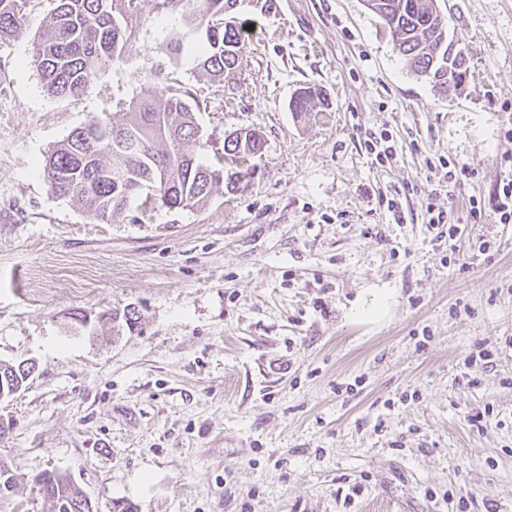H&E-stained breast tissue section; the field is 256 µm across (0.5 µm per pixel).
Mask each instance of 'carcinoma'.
<instances>
[{
    "mask_svg": "<svg viewBox=\"0 0 512 512\" xmlns=\"http://www.w3.org/2000/svg\"><path fill=\"white\" fill-rule=\"evenodd\" d=\"M50 23L35 42L33 62L42 86L52 97H75L90 75L120 61L133 48L132 16L152 12L178 13L188 31L198 35L193 45L174 34L161 47L171 59L188 51L197 67L219 82L236 72L245 47L243 29L236 21L241 4L269 12L275 0H54ZM369 8L389 31L395 50L413 73L435 84L458 87L467 74V60L448 52V22L436 0H367ZM27 0H0V41L14 36L21 26ZM325 96L318 88H301L291 99V110L306 114ZM192 94L179 88L151 85L131 101L120 123L99 119L74 129L49 150L43 174L50 191L82 204L96 220L107 222L136 196L143 204L155 197L169 208L205 204L223 179L199 161L197 124ZM262 139L242 130L224 141V154L255 151ZM122 170L125 181L112 173ZM32 367L0 365V395L10 397L26 386ZM32 490L51 501L54 512H94L93 505L71 478L44 472ZM23 492L10 467L0 460V498Z\"/></svg>",
    "mask_w": 512,
    "mask_h": 512,
    "instance_id": "carcinoma-1",
    "label": "carcinoma"
}]
</instances>
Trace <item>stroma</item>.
Listing matches in <instances>:
<instances>
[{
  "mask_svg": "<svg viewBox=\"0 0 512 512\" xmlns=\"http://www.w3.org/2000/svg\"><path fill=\"white\" fill-rule=\"evenodd\" d=\"M436 3L468 55L455 91L408 68L366 0H277L242 6L224 82L162 53L184 29L162 12L80 96L54 98L32 63L54 4L29 0L0 43V363L35 365L0 401V460L24 484L67 473L99 512H512V223L492 208L512 179V0ZM154 69L198 101L204 164L236 172L225 138L261 134L255 173L201 207L135 201L96 221L50 191L44 157L121 120ZM309 86L327 103L300 118L289 101ZM383 133L380 164L363 142ZM430 158L468 175L445 183ZM432 207L458 225L455 251ZM127 307L135 331L97 319ZM484 342L493 366L466 367Z\"/></svg>",
  "mask_w": 512,
  "mask_h": 512,
  "instance_id": "1",
  "label": "stroma"
}]
</instances>
